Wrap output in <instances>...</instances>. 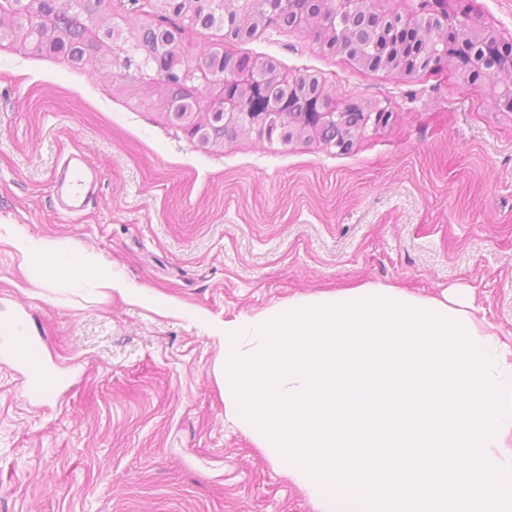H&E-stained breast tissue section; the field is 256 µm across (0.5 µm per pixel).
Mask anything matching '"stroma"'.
Masks as SVG:
<instances>
[{"mask_svg": "<svg viewBox=\"0 0 512 512\" xmlns=\"http://www.w3.org/2000/svg\"><path fill=\"white\" fill-rule=\"evenodd\" d=\"M469 2L512 42V0ZM180 47L274 60L281 77L317 75L336 104L390 119L344 153L253 135L214 149L142 93L148 72L73 65L0 34V326L22 327L72 378L36 401L26 367L0 360V512H320L229 420L214 374L217 329L288 300L462 288L512 339V112L487 80L449 65L372 70L308 30L230 43L222 26H188ZM74 153L98 181L68 214L53 182ZM18 229L99 255L150 301L42 285L12 243Z\"/></svg>", "mask_w": 512, "mask_h": 512, "instance_id": "35a3bbf8", "label": "stroma"}]
</instances>
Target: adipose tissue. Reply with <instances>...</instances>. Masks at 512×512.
Returning <instances> with one entry per match:
<instances>
[{
    "label": "adipose tissue",
    "instance_id": "1",
    "mask_svg": "<svg viewBox=\"0 0 512 512\" xmlns=\"http://www.w3.org/2000/svg\"><path fill=\"white\" fill-rule=\"evenodd\" d=\"M14 244L35 266L41 268L46 277L63 274L79 285L116 289L127 296L142 297V290L127 287L124 280L113 273L111 265L99 256L65 247L62 243L43 237L17 233Z\"/></svg>",
    "mask_w": 512,
    "mask_h": 512
}]
</instances>
